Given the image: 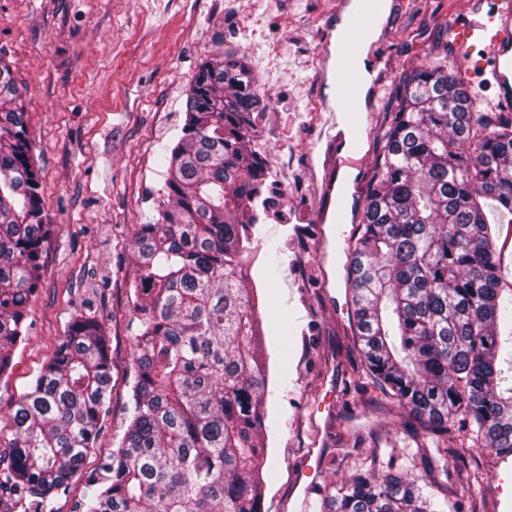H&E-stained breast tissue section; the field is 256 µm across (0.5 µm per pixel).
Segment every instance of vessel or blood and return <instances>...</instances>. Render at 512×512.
I'll return each mask as SVG.
<instances>
[{
  "label": "vessel or blood",
  "mask_w": 512,
  "mask_h": 512,
  "mask_svg": "<svg viewBox=\"0 0 512 512\" xmlns=\"http://www.w3.org/2000/svg\"><path fill=\"white\" fill-rule=\"evenodd\" d=\"M489 0H473L474 8L464 23L456 30L460 46H467L469 39L495 27L484 47L491 66L490 77L498 89L502 105L512 104V0L493 1V9H486ZM386 12L385 0H337L336 20L342 23L345 37L336 49V98L337 111L349 118H357L362 110V76L356 67L357 53L369 33L380 26ZM351 212L340 207L332 217L336 226V240L341 247L336 251V264L347 267L350 251L344 246L348 241L347 226ZM494 481L489 491L495 502L496 512H512V448H500L491 454Z\"/></svg>",
  "instance_id": "vessel-or-blood-1"
}]
</instances>
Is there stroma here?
<instances>
[{"mask_svg":"<svg viewBox=\"0 0 512 512\" xmlns=\"http://www.w3.org/2000/svg\"><path fill=\"white\" fill-rule=\"evenodd\" d=\"M471 0H390L389 35L376 49L360 127L362 162L342 169L332 193L282 197L258 227L246 257L260 297L267 361V465L262 512H307L294 476L308 458L320 483L343 481L370 465L376 448L415 452L412 418L377 390L353 393L360 364L351 330L344 272L335 241H322L319 218L342 198H355L382 151L385 113L394 111L400 76L446 55L448 68L472 83L477 109L497 111L484 84L483 46L459 54L447 23ZM336 47L333 6L314 0H0V57L11 62L26 113L40 195L52 233L43 245L41 277L28 310L27 339L0 379V426L10 407L53 355L74 311L94 301L110 338L114 379L132 359L125 282L137 272L136 225L148 223L164 183L159 157L175 144L185 98L201 61L230 52L244 58L271 105L256 147L264 162L293 151L297 180H313L329 150L322 127L305 124L312 99L333 100V68L314 73L312 55ZM279 250L276 278L265 272L266 247ZM457 464L438 491L447 512H474L465 489L486 468L477 448L456 449Z\"/></svg>","mask_w":512,"mask_h":512,"instance_id":"stroma-1","label":"stroma"}]
</instances>
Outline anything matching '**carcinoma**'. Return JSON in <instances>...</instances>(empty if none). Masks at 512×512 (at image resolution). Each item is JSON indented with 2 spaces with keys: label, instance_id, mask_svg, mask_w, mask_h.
<instances>
[{
  "label": "carcinoma",
  "instance_id": "carcinoma-1",
  "mask_svg": "<svg viewBox=\"0 0 512 512\" xmlns=\"http://www.w3.org/2000/svg\"><path fill=\"white\" fill-rule=\"evenodd\" d=\"M397 99L352 237L354 383L409 409L423 465L411 475L404 452L384 461L376 449L368 470L318 489L323 512H446L424 489L455 466L448 432L469 448H512V279L496 247L498 224L512 223V112L473 111L472 87L439 56L403 74ZM185 108L156 215L132 245L126 430L83 468L115 384L103 322L76 311L12 402V451L0 458L12 512H55L76 475L75 512H261L268 378L244 256L268 204L252 144L269 104L243 60L214 55ZM49 233L25 112L0 60V378L25 341Z\"/></svg>",
  "mask_w": 512,
  "mask_h": 512
}]
</instances>
